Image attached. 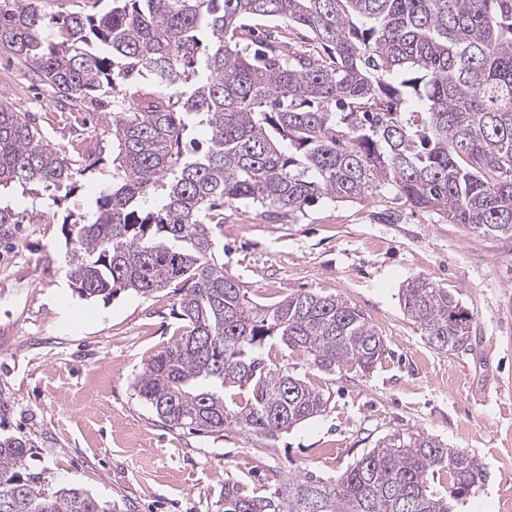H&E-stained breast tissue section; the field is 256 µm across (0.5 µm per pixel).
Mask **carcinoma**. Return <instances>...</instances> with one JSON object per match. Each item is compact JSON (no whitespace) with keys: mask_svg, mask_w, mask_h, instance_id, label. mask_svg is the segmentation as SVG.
Returning <instances> with one entry per match:
<instances>
[{"mask_svg":"<svg viewBox=\"0 0 512 512\" xmlns=\"http://www.w3.org/2000/svg\"><path fill=\"white\" fill-rule=\"evenodd\" d=\"M267 21L316 46L257 43ZM0 49L74 106L112 100V181L92 218L62 222L68 276L86 300L177 296L183 332L135 382L172 430L274 440L324 412L322 390L267 366L268 343L325 372L367 370L385 352L338 295L250 298L217 257L224 206L295 214L392 191L512 239V0H112L100 16L62 17L0 0ZM89 168L0 97V187L47 207L0 206V241L42 223ZM402 302L431 347L468 342L473 315L448 289L416 278ZM28 453L0 435V512H112L80 488L49 487ZM481 478L468 453L394 433L334 480L289 476L261 496L228 478L219 512H454Z\"/></svg>","mask_w":512,"mask_h":512,"instance_id":"cac0c4a2","label":"carcinoma"}]
</instances>
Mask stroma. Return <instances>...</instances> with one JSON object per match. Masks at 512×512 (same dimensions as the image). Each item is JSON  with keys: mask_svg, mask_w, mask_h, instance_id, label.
Here are the masks:
<instances>
[{"mask_svg": "<svg viewBox=\"0 0 512 512\" xmlns=\"http://www.w3.org/2000/svg\"><path fill=\"white\" fill-rule=\"evenodd\" d=\"M0 95L55 144L89 142L99 160L56 210L86 214L108 184L112 141L103 105L62 107L53 89L0 50ZM224 266L251 298L339 295L386 340L369 370L313 368L304 352L262 350L271 366L307 376L329 394L326 410L275 442L234 430L168 429L134 382L182 333L167 292L82 299L64 264L61 226L25 224L0 248V432L28 439L26 463L52 487H78L112 512H217L224 481L267 494L279 474L333 479L377 439L431 435L475 456L486 477L457 512H512V240L466 232L386 192L365 202L311 204L295 215L256 206L224 209ZM424 277L473 314L470 346L431 348L403 314L399 291Z\"/></svg>", "mask_w": 512, "mask_h": 512, "instance_id": "1", "label": "stroma"}]
</instances>
